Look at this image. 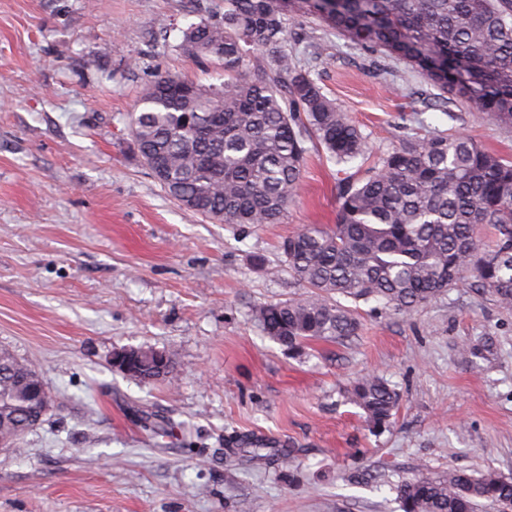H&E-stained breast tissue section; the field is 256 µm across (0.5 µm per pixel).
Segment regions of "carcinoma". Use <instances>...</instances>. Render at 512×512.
Here are the masks:
<instances>
[{
  "instance_id": "obj_1",
  "label": "carcinoma",
  "mask_w": 512,
  "mask_h": 512,
  "mask_svg": "<svg viewBox=\"0 0 512 512\" xmlns=\"http://www.w3.org/2000/svg\"><path fill=\"white\" fill-rule=\"evenodd\" d=\"M317 17L371 53L404 59L479 117L512 127V0H313ZM301 0H224V17L182 30L178 48L224 63V85L160 75L144 89L130 132L154 178L189 209L226 224H278L296 200L308 144L340 166L337 217L285 238L281 250L307 294L260 303L252 317L290 349L357 335L355 305L401 315L445 295L465 272L512 310V160L458 131H415L361 172L366 138L310 71L283 49L285 15ZM495 240L482 247L477 228ZM351 301L342 304L337 297ZM139 379L173 375L172 355L146 350ZM34 366L0 351V435L28 432ZM370 423L391 422L398 394L382 377L353 382ZM402 512L512 509V476L463 471L401 481Z\"/></svg>"
}]
</instances>
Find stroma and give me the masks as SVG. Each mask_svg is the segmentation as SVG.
Instances as JSON below:
<instances>
[{"instance_id":"obj_1","label":"stroma","mask_w":512,"mask_h":512,"mask_svg":"<svg viewBox=\"0 0 512 512\" xmlns=\"http://www.w3.org/2000/svg\"><path fill=\"white\" fill-rule=\"evenodd\" d=\"M223 13L224 0H0V349L52 397L0 450V512H401L402 479L512 474V310L471 277L405 317L360 304L357 336L335 343L291 351L253 322L255 304L305 294L279 245L335 224L327 154L310 153L278 224L200 215L143 164L128 131L143 89L160 74L221 85L223 67L178 51L176 31ZM287 31L371 159L419 118L512 157V129L437 106L411 65L300 11ZM138 348L172 352L173 382L113 368ZM366 373L398 393L388 426L349 398ZM245 437L289 450L288 466L229 452Z\"/></svg>"}]
</instances>
